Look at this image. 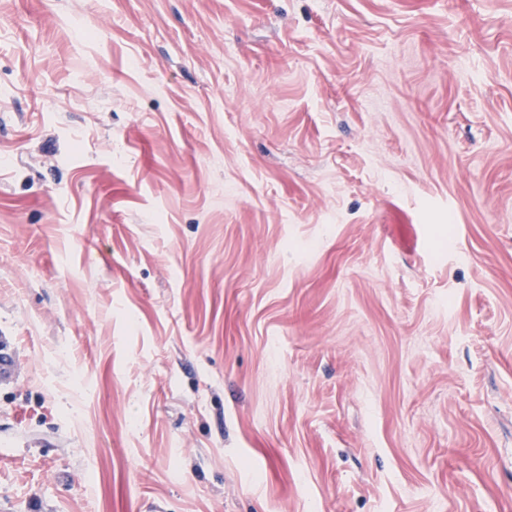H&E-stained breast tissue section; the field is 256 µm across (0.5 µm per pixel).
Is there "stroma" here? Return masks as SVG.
Masks as SVG:
<instances>
[{"label": "stroma", "mask_w": 512, "mask_h": 512, "mask_svg": "<svg viewBox=\"0 0 512 512\" xmlns=\"http://www.w3.org/2000/svg\"><path fill=\"white\" fill-rule=\"evenodd\" d=\"M5 512H512V0H0Z\"/></svg>", "instance_id": "1"}]
</instances>
